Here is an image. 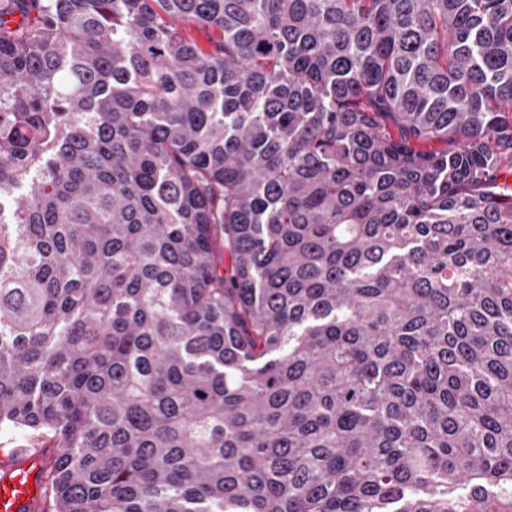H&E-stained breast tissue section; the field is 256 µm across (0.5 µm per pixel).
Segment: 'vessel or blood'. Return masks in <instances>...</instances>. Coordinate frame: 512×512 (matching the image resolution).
<instances>
[{
  "mask_svg": "<svg viewBox=\"0 0 512 512\" xmlns=\"http://www.w3.org/2000/svg\"><path fill=\"white\" fill-rule=\"evenodd\" d=\"M42 452L0 455V512H45Z\"/></svg>",
  "mask_w": 512,
  "mask_h": 512,
  "instance_id": "b4317fda",
  "label": "vessel or blood"
}]
</instances>
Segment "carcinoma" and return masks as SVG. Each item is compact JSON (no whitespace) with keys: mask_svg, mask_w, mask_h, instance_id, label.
<instances>
[{"mask_svg":"<svg viewBox=\"0 0 512 512\" xmlns=\"http://www.w3.org/2000/svg\"><path fill=\"white\" fill-rule=\"evenodd\" d=\"M511 176L512 0H0V429L52 512H512Z\"/></svg>","mask_w":512,"mask_h":512,"instance_id":"1","label":"carcinoma"}]
</instances>
